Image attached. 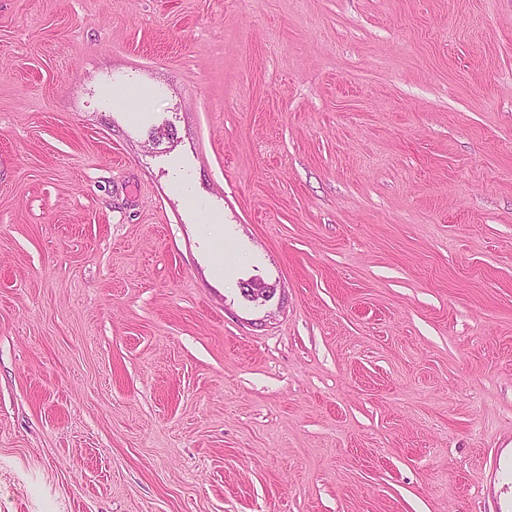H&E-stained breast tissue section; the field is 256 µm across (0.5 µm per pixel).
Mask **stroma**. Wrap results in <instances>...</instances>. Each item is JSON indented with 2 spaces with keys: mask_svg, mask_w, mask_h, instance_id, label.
<instances>
[{
  "mask_svg": "<svg viewBox=\"0 0 512 512\" xmlns=\"http://www.w3.org/2000/svg\"><path fill=\"white\" fill-rule=\"evenodd\" d=\"M0 512H512V0H0Z\"/></svg>",
  "mask_w": 512,
  "mask_h": 512,
  "instance_id": "obj_1",
  "label": "stroma"
}]
</instances>
